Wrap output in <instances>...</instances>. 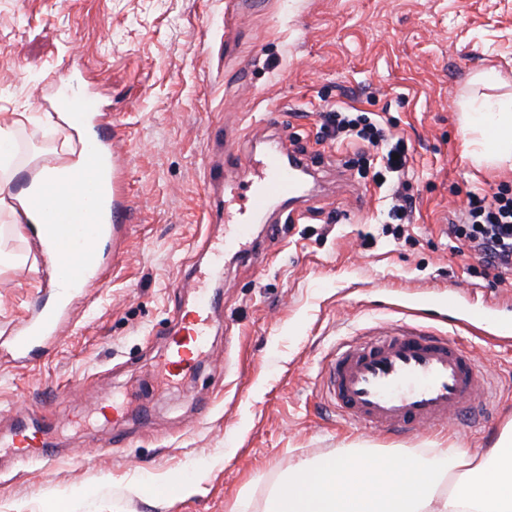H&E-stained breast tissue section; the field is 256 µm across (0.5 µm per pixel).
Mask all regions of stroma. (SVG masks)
I'll list each match as a JSON object with an SVG mask.
<instances>
[{
  "label": "stroma",
  "instance_id": "35a3bbf8",
  "mask_svg": "<svg viewBox=\"0 0 512 512\" xmlns=\"http://www.w3.org/2000/svg\"><path fill=\"white\" fill-rule=\"evenodd\" d=\"M63 65L127 130L137 219L119 268L99 266L103 287L73 290L72 326L37 367L0 351V512H263L302 460L494 443L512 420V347L492 337L470 340L495 386L491 411L441 433L379 438L339 423L323 366L335 342L405 317L422 295L473 307L497 296L512 317V273L489 283L448 248L449 213L469 191L512 187V166L477 164L461 135L469 103L512 97V0H264L240 18L232 0H0V122L22 119L23 154L54 164L69 159L71 132L37 99ZM336 104L382 116L411 147L416 211L401 238L375 186L336 191L331 171L356 152L317 138ZM271 110L274 129L259 119ZM228 137L244 152L301 153L318 199L296 222L278 206L255 224L257 259L225 255L207 354L161 386L163 332L190 306L205 238L224 234L203 198H233L207 190ZM18 230V261L0 266V336L48 294L40 248ZM115 395L128 401L118 421L102 414ZM20 417L59 449L51 463L2 447ZM175 478L194 493L171 499Z\"/></svg>",
  "mask_w": 512,
  "mask_h": 512
}]
</instances>
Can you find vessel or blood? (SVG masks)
Wrapping results in <instances>:
<instances>
[{"label":"vessel or blood","mask_w":512,"mask_h":512,"mask_svg":"<svg viewBox=\"0 0 512 512\" xmlns=\"http://www.w3.org/2000/svg\"><path fill=\"white\" fill-rule=\"evenodd\" d=\"M55 89L66 94L63 110L70 112L98 147L108 164L111 188L107 193L109 223H87L82 205L68 209L43 206L42 231L58 262H68L74 247L106 261L109 240L119 239L124 225L134 223L136 209L126 182L123 159L114 149V133L103 130L97 96L78 88L74 70L63 67L53 79ZM225 155L240 178L236 184L243 204L223 240L213 244L214 265L225 252L250 259L247 241L254 219L267 214L274 203L304 205L308 191L293 169L302 159L287 163L281 148L255 151L239 158L233 141H226ZM208 275H201L197 295L178 332L169 336L165 366L169 378L186 375L208 343L216 299L208 291ZM69 311L60 302H38L33 312L6 336L16 362L26 364L40 357L67 322ZM460 327L481 334L483 327L497 326L501 340L512 339V322L498 319L494 308L466 313ZM325 393L346 422L385 434H411L447 427L488 403L486 376L476 367L469 346L445 334L398 322H381L362 334L341 339L330 353Z\"/></svg>","instance_id":"b4317fda"}]
</instances>
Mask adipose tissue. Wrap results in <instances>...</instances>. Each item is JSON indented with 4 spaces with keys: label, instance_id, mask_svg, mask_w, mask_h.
Returning a JSON list of instances; mask_svg holds the SVG:
<instances>
[{
    "label": "adipose tissue",
    "instance_id": "adipose-tissue-1",
    "mask_svg": "<svg viewBox=\"0 0 512 512\" xmlns=\"http://www.w3.org/2000/svg\"><path fill=\"white\" fill-rule=\"evenodd\" d=\"M463 131L478 136L474 161L512 160V101L485 100L468 113ZM88 163L82 149L69 162L42 166L32 188L16 196L15 223L38 228L35 186L56 185L59 206L78 200L76 176ZM266 512H512V421L492 448L475 455L442 448L432 461L415 451L382 458L351 448L302 461L271 488Z\"/></svg>",
    "mask_w": 512,
    "mask_h": 512
}]
</instances>
